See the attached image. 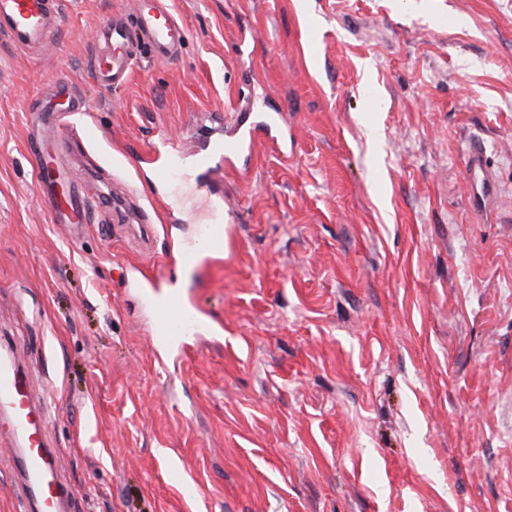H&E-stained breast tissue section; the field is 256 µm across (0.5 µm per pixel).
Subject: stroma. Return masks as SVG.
<instances>
[{"instance_id":"1","label":"stroma","mask_w":512,"mask_h":512,"mask_svg":"<svg viewBox=\"0 0 512 512\" xmlns=\"http://www.w3.org/2000/svg\"><path fill=\"white\" fill-rule=\"evenodd\" d=\"M61 4L41 54L0 35V356L45 410L65 512H512V0H170L180 56L115 87L95 32L134 0ZM57 79L102 132L52 133L100 202L76 234L28 152ZM216 112L258 132L153 241L227 236L160 281L212 324L168 356L109 214ZM21 456L1 412L0 512Z\"/></svg>"}]
</instances>
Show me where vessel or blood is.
<instances>
[{"label":"vessel or blood","mask_w":512,"mask_h":512,"mask_svg":"<svg viewBox=\"0 0 512 512\" xmlns=\"http://www.w3.org/2000/svg\"><path fill=\"white\" fill-rule=\"evenodd\" d=\"M61 11L60 0H0V34L18 49L29 50L43 45L53 35V19ZM133 16L142 36L139 46H131L129 31L120 22L108 19L98 28V50L94 66L105 78L126 82L137 56L145 54L158 59H175L182 48L185 29L168 0H136ZM228 135L211 140L196 154L197 168L212 172L225 160L239 154L246 142L252 141L253 128L243 126L239 116L226 120ZM29 153L38 174L37 188L47 196L53 223L76 228L85 224L97 202L85 195L71 180L60 156L44 151L39 143L29 145ZM224 253V227L212 224L203 233L202 248L179 249L175 255L179 266L200 265L203 255ZM140 286L150 298L148 327L154 342L170 352L183 350L187 339L209 330L210 324L199 308L178 293L157 295V281L141 275ZM34 396L20 379L12 360H0V408L10 412L11 427L18 437L37 435L32 420ZM25 485L30 498H44L46 512H56V499L65 495L61 483L43 484L45 476L58 468V457L49 449L35 446L27 449L22 462Z\"/></svg>","instance_id":"1"}]
</instances>
